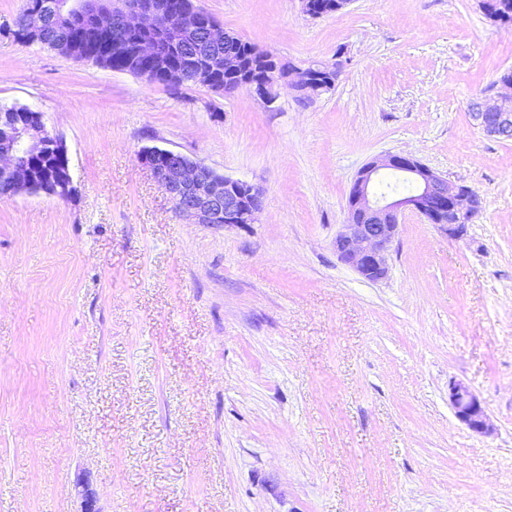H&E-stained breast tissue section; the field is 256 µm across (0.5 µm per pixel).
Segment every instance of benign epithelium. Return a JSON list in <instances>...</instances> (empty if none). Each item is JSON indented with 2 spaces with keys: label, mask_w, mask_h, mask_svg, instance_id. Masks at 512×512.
I'll return each mask as SVG.
<instances>
[{
  "label": "benign epithelium",
  "mask_w": 512,
  "mask_h": 512,
  "mask_svg": "<svg viewBox=\"0 0 512 512\" xmlns=\"http://www.w3.org/2000/svg\"><path fill=\"white\" fill-rule=\"evenodd\" d=\"M87 15L92 28L114 32L127 27L153 32V39L133 44L131 52L138 58L159 62L165 52H178L190 32L176 21L166 0H59L56 15L71 20ZM24 25L29 37L38 35L45 20L40 6L26 2ZM232 36L215 21L204 29L199 60L190 64L197 69L211 63L212 54L224 51V74L237 77L243 68V55L229 47ZM259 53V50H253ZM261 54V53H259ZM264 73L256 80H238L225 85L224 95L232 96L246 88L267 103L278 97V81L285 80L298 90L318 89L314 70L284 66L273 55L261 54ZM496 92L472 106L475 125L486 135L512 139V80L502 78ZM36 124L21 123L8 129L0 127V182L11 186L32 182L24 165L26 158L40 152L51 153L57 146L44 121V113L34 112ZM138 162L150 172L155 183L174 203L178 213L196 224L222 228L228 225L255 224L261 211L262 189L241 179L217 173L202 161L160 146H145L138 152ZM383 170L399 171L415 186L412 193L386 198L373 192L375 180ZM479 196L469 187L454 183L437 174L418 160L389 154L367 163L355 178L347 200L346 223L336 235L337 259L369 281H379L387 274V255L395 242L401 217L410 212L419 216L451 239H459L480 210ZM449 401L456 418L471 432L491 436L496 427L478 397L462 381L449 384Z\"/></svg>",
  "instance_id": "obj_1"
}]
</instances>
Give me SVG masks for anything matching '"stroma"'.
<instances>
[{
	"mask_svg": "<svg viewBox=\"0 0 512 512\" xmlns=\"http://www.w3.org/2000/svg\"><path fill=\"white\" fill-rule=\"evenodd\" d=\"M334 88L274 103L179 92L16 42L0 104L63 135L76 189L0 200V512H512V140L471 103L512 70L479 0H197ZM157 145L259 185L257 223L180 216ZM419 160L482 200L463 239L406 215L386 278L333 243L371 160ZM464 382L495 424L450 405ZM449 401L456 418L471 432L480 436H491L496 432V427L480 400L464 382H450Z\"/></svg>",
	"mask_w": 512,
	"mask_h": 512,
	"instance_id": "stroma-1",
	"label": "stroma"
}]
</instances>
